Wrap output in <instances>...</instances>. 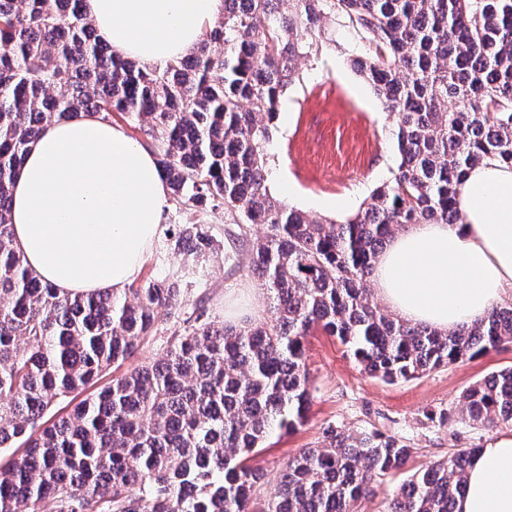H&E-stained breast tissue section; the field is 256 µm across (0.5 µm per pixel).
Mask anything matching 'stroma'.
I'll return each instance as SVG.
<instances>
[{
	"instance_id": "35a3bbf8",
	"label": "stroma",
	"mask_w": 512,
	"mask_h": 512,
	"mask_svg": "<svg viewBox=\"0 0 512 512\" xmlns=\"http://www.w3.org/2000/svg\"><path fill=\"white\" fill-rule=\"evenodd\" d=\"M357 34L337 29L333 40L314 43L297 62L298 77L284 90L267 147L268 187L274 198L319 220L344 221L390 182L398 158L395 120L373 88L351 67L363 55ZM196 224L215 250L205 262L177 252L170 235ZM266 230L234 223L223 211L180 210L168 205L162 231L144 261L137 285L182 276L188 303L204 301L212 320L236 303L245 321L271 315L270 303L250 268L251 247ZM310 408L292 433L273 434L255 459L265 496L289 457L321 440L330 426L366 428L401 438L413 448L406 465L382 480L357 512H387L393 490L416 471L462 448L512 437V424L487 429L465 421L459 397L467 387L512 367V343L480 356L389 384L361 372L337 338L316 331L305 340ZM447 413V423L435 416Z\"/></svg>"
}]
</instances>
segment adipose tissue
<instances>
[{
	"instance_id": "adipose-tissue-1",
	"label": "adipose tissue",
	"mask_w": 512,
	"mask_h": 512,
	"mask_svg": "<svg viewBox=\"0 0 512 512\" xmlns=\"http://www.w3.org/2000/svg\"><path fill=\"white\" fill-rule=\"evenodd\" d=\"M97 33L121 57L162 68L186 55L224 0H85ZM168 189L155 157L93 115L53 123L11 189L15 242L60 294L119 292L158 239ZM459 224H408L387 243L371 282L398 319L466 328L512 297V167L471 168ZM456 512H512V438L471 459Z\"/></svg>"
}]
</instances>
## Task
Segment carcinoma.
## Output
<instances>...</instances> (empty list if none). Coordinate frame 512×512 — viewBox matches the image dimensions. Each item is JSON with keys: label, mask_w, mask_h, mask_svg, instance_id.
<instances>
[{"label": "carcinoma", "mask_w": 512, "mask_h": 512, "mask_svg": "<svg viewBox=\"0 0 512 512\" xmlns=\"http://www.w3.org/2000/svg\"><path fill=\"white\" fill-rule=\"evenodd\" d=\"M325 19L365 41L354 66L397 126L394 178L342 224L284 206L267 186L280 97L311 39L330 36ZM114 112L146 136L176 206L266 226L251 256L269 320L216 323L202 301L186 309L174 278L71 296L28 267L10 220L28 146L58 120ZM489 160L512 165V0H224L196 47L163 69L114 55L83 0H0V448H17L0 466V512H356L406 465V441L330 426L259 500L250 458L303 423L314 330L384 382L512 343V304L442 333L387 313L368 285L403 225L462 223L458 189ZM172 243L197 258L214 249L194 224ZM174 309L184 318L164 356L105 380ZM65 399L72 410L51 415ZM461 402L475 424H511L512 368ZM475 452L414 473L389 512H453Z\"/></svg>", "instance_id": "obj_1"}]
</instances>
